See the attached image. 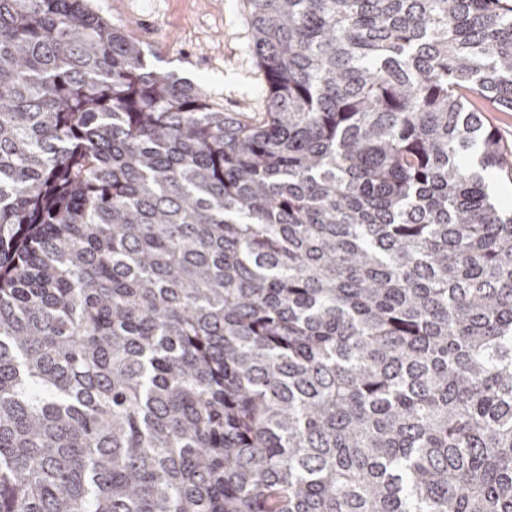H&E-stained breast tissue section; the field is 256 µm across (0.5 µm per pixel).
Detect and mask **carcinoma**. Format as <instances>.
Wrapping results in <instances>:
<instances>
[{
  "mask_svg": "<svg viewBox=\"0 0 512 512\" xmlns=\"http://www.w3.org/2000/svg\"><path fill=\"white\" fill-rule=\"evenodd\" d=\"M248 4L260 122L0 0V512H512V0Z\"/></svg>",
  "mask_w": 512,
  "mask_h": 512,
  "instance_id": "cac0c4a2",
  "label": "carcinoma"
}]
</instances>
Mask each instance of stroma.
I'll use <instances>...</instances> for the list:
<instances>
[{
  "instance_id": "35a3bbf8",
  "label": "stroma",
  "mask_w": 512,
  "mask_h": 512,
  "mask_svg": "<svg viewBox=\"0 0 512 512\" xmlns=\"http://www.w3.org/2000/svg\"><path fill=\"white\" fill-rule=\"evenodd\" d=\"M141 43L159 70L203 86L225 114L253 121L267 110V86L253 52L246 0H93Z\"/></svg>"
}]
</instances>
